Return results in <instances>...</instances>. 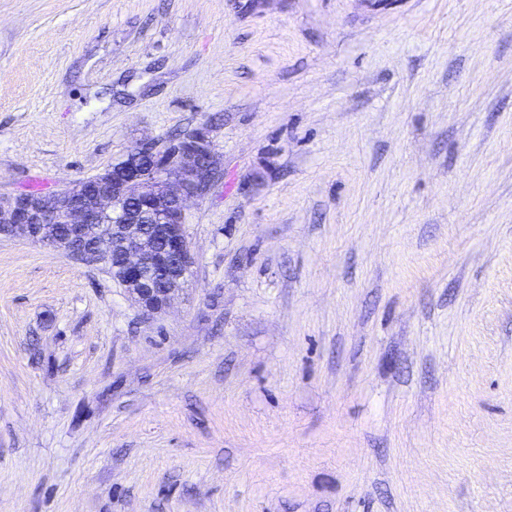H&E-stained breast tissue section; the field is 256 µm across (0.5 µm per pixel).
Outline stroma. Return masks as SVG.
Segmentation results:
<instances>
[{
	"instance_id": "stroma-1",
	"label": "stroma",
	"mask_w": 512,
	"mask_h": 512,
	"mask_svg": "<svg viewBox=\"0 0 512 512\" xmlns=\"http://www.w3.org/2000/svg\"><path fill=\"white\" fill-rule=\"evenodd\" d=\"M203 124L165 313L0 236V512H512V0H0V195Z\"/></svg>"
}]
</instances>
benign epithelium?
I'll return each instance as SVG.
<instances>
[{"instance_id": "1", "label": "benign epithelium", "mask_w": 512, "mask_h": 512, "mask_svg": "<svg viewBox=\"0 0 512 512\" xmlns=\"http://www.w3.org/2000/svg\"><path fill=\"white\" fill-rule=\"evenodd\" d=\"M127 157L96 174L88 188L0 197V235L87 263L105 255L103 240L111 233L118 283L139 311L155 316L166 311L194 265L185 210L216 174L212 130L202 126L163 152L140 145Z\"/></svg>"}]
</instances>
